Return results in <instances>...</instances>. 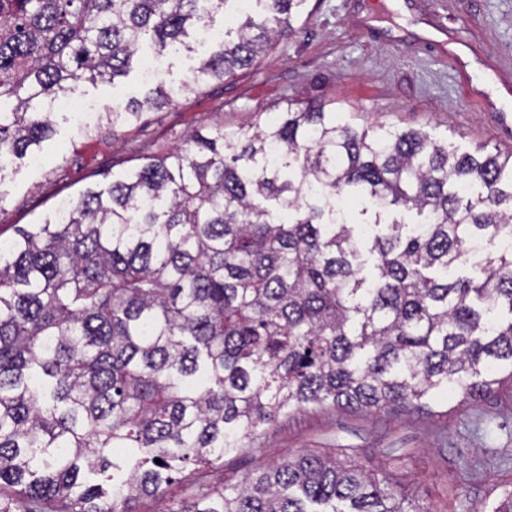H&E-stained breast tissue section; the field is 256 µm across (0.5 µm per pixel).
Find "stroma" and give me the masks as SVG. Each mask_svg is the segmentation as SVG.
Wrapping results in <instances>:
<instances>
[{"instance_id":"obj_1","label":"stroma","mask_w":512,"mask_h":512,"mask_svg":"<svg viewBox=\"0 0 512 512\" xmlns=\"http://www.w3.org/2000/svg\"><path fill=\"white\" fill-rule=\"evenodd\" d=\"M420 29L445 40L444 56L413 39ZM210 50L203 43L186 56L153 59L176 100L139 122L82 124L54 114L57 133L40 163L13 161L0 182V244L61 200L107 186L214 121L262 123L291 101L322 100L342 119L420 130L463 150L512 149V124L501 121L512 115V0H310L300 33L280 39L256 66L228 81L195 83ZM146 64L133 58L126 75L82 84L75 96L95 113L142 96ZM307 449L386 475L432 512H490L512 488V382L474 401L448 395L421 410L300 411L195 481L236 484Z\"/></svg>"}]
</instances>
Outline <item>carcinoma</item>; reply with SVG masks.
Wrapping results in <instances>:
<instances>
[{"label": "carcinoma", "mask_w": 512, "mask_h": 512, "mask_svg": "<svg viewBox=\"0 0 512 512\" xmlns=\"http://www.w3.org/2000/svg\"><path fill=\"white\" fill-rule=\"evenodd\" d=\"M240 0H0V160L47 102ZM308 0H247L195 82L250 69ZM174 103L158 85L109 123ZM512 149L358 126L325 101L212 123L0 251V512H138L294 412L412 409L512 380ZM161 463H156V460ZM168 512H430L302 452Z\"/></svg>", "instance_id": "obj_1"}]
</instances>
